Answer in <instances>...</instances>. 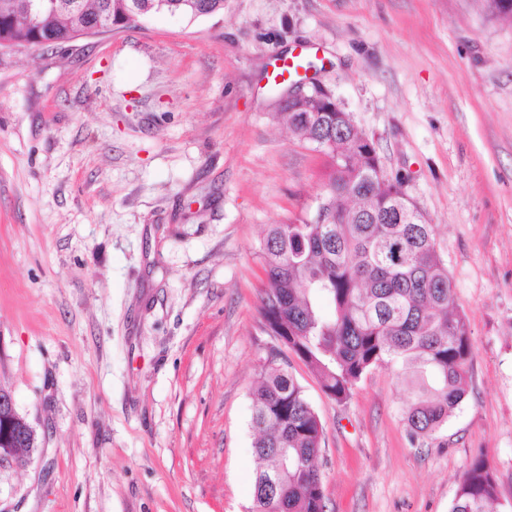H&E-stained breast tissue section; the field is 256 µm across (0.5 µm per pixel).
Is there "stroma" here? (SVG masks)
Instances as JSON below:
<instances>
[{
	"mask_svg": "<svg viewBox=\"0 0 512 512\" xmlns=\"http://www.w3.org/2000/svg\"><path fill=\"white\" fill-rule=\"evenodd\" d=\"M292 56L433 224L473 341L420 441L397 368L339 404L292 360L327 512H449L479 453L512 512V22L488 0H224L0 48V387L38 442L0 460V512H247L260 244L335 171L277 116Z\"/></svg>",
	"mask_w": 512,
	"mask_h": 512,
	"instance_id": "obj_1",
	"label": "stroma"
}]
</instances>
